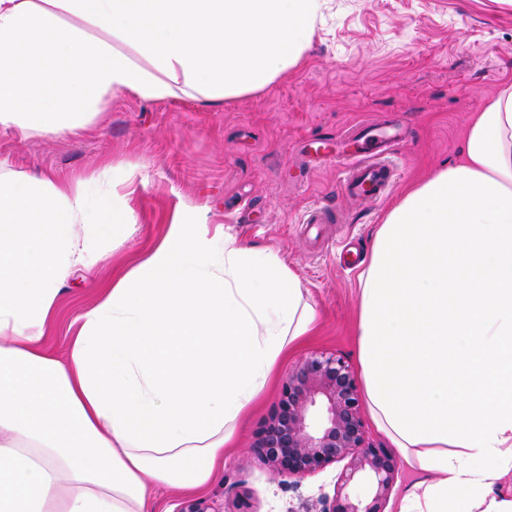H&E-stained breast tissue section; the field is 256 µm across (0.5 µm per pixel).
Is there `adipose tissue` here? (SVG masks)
I'll return each mask as SVG.
<instances>
[{"instance_id":"obj_1","label":"adipose tissue","mask_w":512,"mask_h":512,"mask_svg":"<svg viewBox=\"0 0 512 512\" xmlns=\"http://www.w3.org/2000/svg\"><path fill=\"white\" fill-rule=\"evenodd\" d=\"M319 0H0V129L57 136L113 97L259 92L312 41ZM106 167L64 183L0 162V512H153L196 494L318 314L270 249L187 216L113 277L67 352L61 287L133 212ZM355 336L367 410L413 481L390 512H512V91L373 233Z\"/></svg>"}]
</instances>
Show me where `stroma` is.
<instances>
[{
    "label": "stroma",
    "instance_id": "35a3bbf8",
    "mask_svg": "<svg viewBox=\"0 0 512 512\" xmlns=\"http://www.w3.org/2000/svg\"><path fill=\"white\" fill-rule=\"evenodd\" d=\"M512 90V5L505 0H321L313 39L299 65L266 89L205 106L189 99L113 98L97 123L61 137L0 129V159L18 173L67 181L110 165L134 211L136 230L121 246L96 242L88 269L59 296L46 343L63 353L76 318L114 269L158 243L177 217L199 214L242 243L278 252L318 311V327L282 361L280 375L313 351L358 366L352 333L356 258H368L372 230L407 189L457 158L474 112ZM358 122L401 124L396 180L385 200L349 209L338 165L308 170L301 155L327 146L347 152L342 135ZM349 209L345 224H308L310 207ZM278 398L270 392L239 426L235 453L201 493L217 512L248 499L253 512H319L341 464L282 483L252 450Z\"/></svg>",
    "mask_w": 512,
    "mask_h": 512
}]
</instances>
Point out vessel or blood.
<instances>
[{"label": "vessel or blood", "mask_w": 512, "mask_h": 512, "mask_svg": "<svg viewBox=\"0 0 512 512\" xmlns=\"http://www.w3.org/2000/svg\"><path fill=\"white\" fill-rule=\"evenodd\" d=\"M403 134L402 127L396 125L386 127L378 136L373 135L371 127L353 125L349 141L354 149L341 180L342 193L361 202L382 201L396 175L389 155Z\"/></svg>", "instance_id": "b4317fda"}]
</instances>
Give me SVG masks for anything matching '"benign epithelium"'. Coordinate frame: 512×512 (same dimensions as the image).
I'll list each match as a JSON object with an SVG mask.
<instances>
[{
	"mask_svg": "<svg viewBox=\"0 0 512 512\" xmlns=\"http://www.w3.org/2000/svg\"><path fill=\"white\" fill-rule=\"evenodd\" d=\"M253 451L282 481L344 463L322 512H384L397 469L391 452L367 436L354 372L333 353H312L288 371ZM352 484L365 494L351 496Z\"/></svg>",
	"mask_w": 512,
	"mask_h": 512,
	"instance_id": "1",
	"label": "benign epithelium"
}]
</instances>
